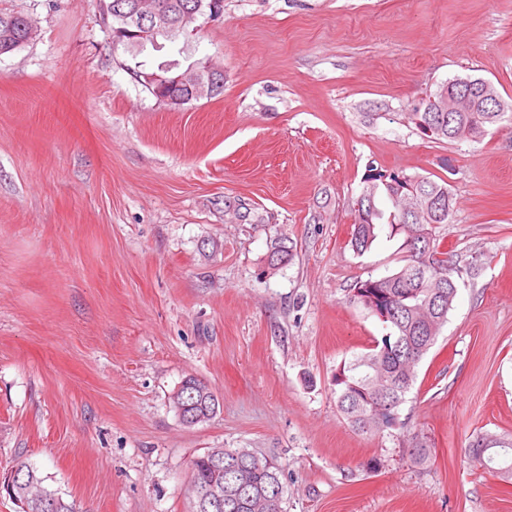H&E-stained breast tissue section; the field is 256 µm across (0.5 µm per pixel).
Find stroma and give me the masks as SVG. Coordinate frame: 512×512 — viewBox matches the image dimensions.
I'll return each mask as SVG.
<instances>
[{
	"instance_id": "1",
	"label": "stroma",
	"mask_w": 512,
	"mask_h": 512,
	"mask_svg": "<svg viewBox=\"0 0 512 512\" xmlns=\"http://www.w3.org/2000/svg\"><path fill=\"white\" fill-rule=\"evenodd\" d=\"M0 9L39 26L0 56V512L22 462L75 512H189L211 448L273 459L285 512H512L470 449L512 438V127L412 119L457 77L512 104V0H224L180 42L224 91L179 108L131 76L103 0ZM372 166L448 182L458 295L401 427L361 434L332 380L384 329L353 287L406 254L349 245ZM276 237L294 256L268 274ZM189 375L219 400L193 427L170 404Z\"/></svg>"
}]
</instances>
